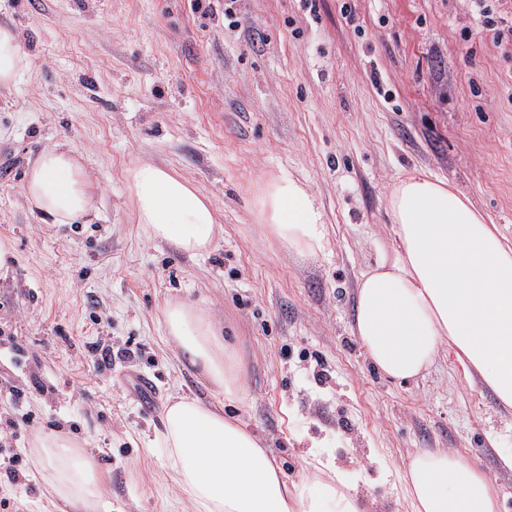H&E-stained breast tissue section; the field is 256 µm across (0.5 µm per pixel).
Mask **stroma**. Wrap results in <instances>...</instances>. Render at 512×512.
<instances>
[{
    "label": "stroma",
    "mask_w": 512,
    "mask_h": 512,
    "mask_svg": "<svg viewBox=\"0 0 512 512\" xmlns=\"http://www.w3.org/2000/svg\"><path fill=\"white\" fill-rule=\"evenodd\" d=\"M0 0L29 67L0 91V512H43L32 450L65 434L104 476L100 512H189L164 449L163 408L209 384L168 342L178 298L224 330L246 383L225 405L288 479L311 449L378 512H402L398 469L445 448L496 480L512 512V410L496 407L453 350L398 384L352 333L361 274L392 254L387 196L413 172L447 180L512 237V0ZM81 155L96 186L91 224L50 226L23 194L39 150ZM170 168L210 198L219 232L193 257L136 223L126 175ZM306 184L328 228L294 252L254 217L260 183ZM134 349L99 366L94 345ZM153 376L142 409L129 372Z\"/></svg>",
    "instance_id": "stroma-1"
}]
</instances>
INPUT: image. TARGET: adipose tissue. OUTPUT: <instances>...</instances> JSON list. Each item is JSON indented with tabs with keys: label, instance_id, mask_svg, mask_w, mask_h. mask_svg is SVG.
<instances>
[{
	"label": "adipose tissue",
	"instance_id": "1",
	"mask_svg": "<svg viewBox=\"0 0 512 512\" xmlns=\"http://www.w3.org/2000/svg\"><path fill=\"white\" fill-rule=\"evenodd\" d=\"M28 65L16 32L0 24V89L15 84ZM127 182L136 221L150 238L190 255L210 250L216 211L188 180L143 163L129 170ZM23 191L47 224L91 221L93 185L72 151L42 150ZM254 205L258 223L284 246L312 254L324 249L323 215L288 171L260 186ZM388 207L393 255L365 272L357 287L353 329L368 357L385 376L406 381L451 347L497 403L512 409V240L447 182L419 174L393 186ZM163 322L215 397L170 401L158 437L193 512H372V499L333 461L312 453V476L287 480L264 441L225 415V401L242 399L245 381L204 309L170 300ZM33 454L55 502L87 512L97 506L103 479L92 457L58 435L39 438ZM400 482L406 512H498L494 478L443 448L416 452Z\"/></svg>",
	"mask_w": 512,
	"mask_h": 512
}]
</instances>
